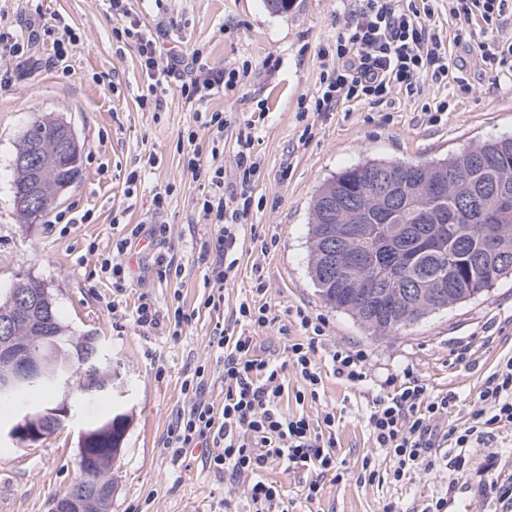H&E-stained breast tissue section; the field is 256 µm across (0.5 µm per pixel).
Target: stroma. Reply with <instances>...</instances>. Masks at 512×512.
I'll list each match as a JSON object with an SVG mask.
<instances>
[{"label":"stroma","mask_w":512,"mask_h":512,"mask_svg":"<svg viewBox=\"0 0 512 512\" xmlns=\"http://www.w3.org/2000/svg\"><path fill=\"white\" fill-rule=\"evenodd\" d=\"M150 27L164 31V47L201 49L214 70L246 69L247 74L209 110L227 113L224 132V181L233 193L247 192L254 204L245 219L246 235L236 256L238 274L224 290V305L198 312L205 266L192 249L187 221L201 191L183 171L177 150L180 132L195 115L176 95L160 112L140 110L135 98L143 77L137 48L112 37L114 21L104 0H43L46 18L63 16L80 37L68 70L29 74L31 58L11 62L12 83L0 89V296L18 274L41 280L51 291L60 319L70 327L101 336L119 369L126 394L104 393L93 406L72 411L64 425L39 443L17 448L0 443V512H50L53 496L63 493L78 472L79 436L101 412L122 406L128 427L109 473L114 485L111 512H224V481L202 464V449L173 457L164 441L177 410L187 407L183 380L196 366L208 369L206 391L222 403V368L208 348L215 324L234 320L246 292L264 284L263 296L278 318L263 330L264 346L283 350L299 337L297 311L325 323L324 349L355 345L368 354L371 378L412 367L435 396L454 398L447 424L463 427L478 405V393L503 358L512 356V275L489 292L449 306L394 336L370 335L350 315L321 299L310 274L308 236L310 204L319 186L344 167L367 158L429 161L450 156L497 137L512 136V83L475 75L469 91L456 95L450 112L426 111L441 97L427 88L413 98L398 93L392 106H341L331 112L309 109L336 39L349 22L337 0H290L286 13H271L265 0H129ZM49 114L70 122L83 143L80 180L50 208L51 214L77 217L92 211L89 223L60 226L20 223L11 189L15 145L29 122ZM254 121V152L261 170L248 184L235 177L236 124ZM157 154L158 166L144 172L133 198H126V176L141 157ZM169 190L163 215L170 224L165 241L136 248L130 259L134 278L122 292L95 277L96 256L89 242L112 245V216L136 224L152 218L155 192ZM175 256L180 279L161 280L158 255ZM155 302L160 313L183 309L192 314L179 336L167 327L145 331L134 323L140 297ZM115 309H108V301ZM323 376L320 398L306 401L314 418L335 409L336 455L349 471L347 480L325 483L324 512H383L391 501L406 512L435 493L460 502L463 512H493L496 491L489 478L512 482V430L497 431L491 447L464 457L466 476L453 480L444 465L427 477L399 484L361 483L364 457L386 467L367 430L365 388L352 387L319 359ZM297 412L294 399L283 402Z\"/></svg>","instance_id":"obj_1"}]
</instances>
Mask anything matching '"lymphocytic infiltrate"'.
Here are the masks:
<instances>
[{"mask_svg": "<svg viewBox=\"0 0 512 512\" xmlns=\"http://www.w3.org/2000/svg\"><path fill=\"white\" fill-rule=\"evenodd\" d=\"M116 23V41L136 44L144 86L138 97L140 107L159 112L170 89L195 114L196 128L180 133L177 146L184 157L183 168L200 180L202 193L192 221L208 226L199 247L205 261L203 308L216 310L224 304V287L237 276L236 245L243 221L251 207L249 195H234L224 189V129L229 121L221 112L206 111L207 102L222 94L225 86L237 82L239 71H212L203 61L202 51L191 54L164 52L162 32L143 24L125 0H106ZM351 21L336 39L334 61L321 78L315 99L319 111H331L344 104L380 106L389 104L395 91L414 95L426 87L439 86L448 92L470 88L472 77L464 65L448 52V46L431 24L438 0H421L420 6H406L400 0H340ZM448 15L458 25L481 22L482 27L468 43L482 73L493 80L512 79V44L497 40L493 32L512 22V0H448ZM51 37V51L42 65L59 67L67 63L79 42L73 28L59 21L38 30L34 19L25 25L0 27V59L30 52L41 36ZM167 209V195L152 198L155 216L150 226L122 224L113 217L120 233L112 239V249L99 255L97 243H89V254L97 255L99 272L111 280L115 290H123L132 279L125 260L128 249L142 233L165 240L169 224L159 217ZM277 318L270 305L253 298L244 299L232 326L215 325L209 346L223 367L224 401L211 402L205 392L204 366H197L183 382L188 407L177 413L165 440L174 454L205 444L210 452L206 467L222 476L225 486L245 483L246 512H290L286 498L267 471L277 465L305 475L303 486L306 512H321V492L325 481L342 482L347 476L336 458V413L325 410L314 420L301 412L288 414L281 406L288 391L289 374L299 375L301 389L293 391L296 405L318 400L322 385L316 356L324 341V325L308 315H300L302 337L291 341L285 357L260 355L258 333L271 327ZM334 374L353 386L368 378V355L364 350L337 345L327 352ZM480 404L463 428H450L451 396H433L411 369L400 376H388L379 383L372 398L368 428L376 449L389 461L386 470L375 468L364 458L359 480L375 482L379 476L399 482L406 477L429 475L443 459L444 446L458 451L447 459L452 471H461V453L484 447L492 431L512 428V356L499 362L479 394Z\"/></svg>", "mask_w": 512, "mask_h": 512, "instance_id": "f902f5d3", "label": "lymphocytic infiltrate"}]
</instances>
